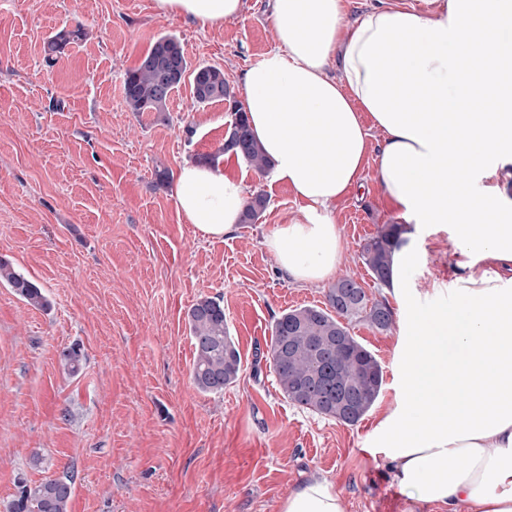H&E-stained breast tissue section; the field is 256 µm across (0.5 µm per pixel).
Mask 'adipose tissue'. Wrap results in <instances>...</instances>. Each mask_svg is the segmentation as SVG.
I'll list each match as a JSON object with an SVG mask.
<instances>
[{"label":"adipose tissue","instance_id":"adipose-tissue-1","mask_svg":"<svg viewBox=\"0 0 512 512\" xmlns=\"http://www.w3.org/2000/svg\"><path fill=\"white\" fill-rule=\"evenodd\" d=\"M156 4L204 25L242 8ZM272 16L277 47L245 72L242 107L272 180L302 206L265 244L293 281L332 277L343 249L333 208L360 184L370 128L383 132L380 183L405 225L392 274L404 390L375 450L419 510L512 512V214L485 207L512 176V0H381L353 21L345 0H273ZM478 183L483 194H472ZM175 198L197 232L221 238L236 231L247 189L220 165L187 162ZM423 224L452 226L467 270L426 297L410 276ZM281 512L342 507L312 477Z\"/></svg>","mask_w":512,"mask_h":512}]
</instances>
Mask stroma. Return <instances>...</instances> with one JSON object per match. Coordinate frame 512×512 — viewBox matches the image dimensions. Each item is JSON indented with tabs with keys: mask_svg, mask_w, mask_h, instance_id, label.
<instances>
[{
	"mask_svg": "<svg viewBox=\"0 0 512 512\" xmlns=\"http://www.w3.org/2000/svg\"><path fill=\"white\" fill-rule=\"evenodd\" d=\"M83 29L54 62L44 47ZM190 67L216 65L235 95L245 72L276 46L271 0H243L229 22L201 25L155 0H0V258L40 285L49 306L0 284V512L20 481L70 476L68 512H280L309 477L330 481L343 512H409L369 443L402 390L398 329L352 322L383 368L381 394L348 426L279 392L266 359L274 320L324 306L328 284L294 282L265 239L301 205L286 184L222 152L233 119L197 104L182 84L166 112H132L123 79L162 36ZM383 135L371 129L361 187L337 203L343 251L336 277L391 300L362 262L364 244L398 212L378 177ZM215 157L269 204L254 224L202 237L179 215L176 173ZM413 286L428 292L465 276L443 224L422 226ZM220 301L241 355L239 380L203 393L191 379L189 308ZM79 345L77 374L60 352Z\"/></svg>",
	"mask_w": 512,
	"mask_h": 512,
	"instance_id": "1",
	"label": "stroma"
}]
</instances>
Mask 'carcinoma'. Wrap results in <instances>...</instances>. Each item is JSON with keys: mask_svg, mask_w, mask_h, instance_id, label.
Returning a JSON list of instances; mask_svg holds the SVG:
<instances>
[{"mask_svg": "<svg viewBox=\"0 0 512 512\" xmlns=\"http://www.w3.org/2000/svg\"><path fill=\"white\" fill-rule=\"evenodd\" d=\"M81 32L62 30L47 43V54L60 53ZM166 46L176 53L182 74L192 76V94L199 104L228 103L234 113L223 150L232 152L259 171L268 162L254 139L241 104L224 79V72L204 65L190 69L180 41L173 36L158 38L138 66L124 77L123 94L131 112H164L178 80L169 88L160 87V77L169 59L159 52ZM268 206L260 190L251 194L242 214V223H257ZM403 225L384 224L363 246L361 258L372 277L382 286L390 285L396 251L402 246ZM0 283L13 288L29 305L48 307L42 289L17 272L9 261L0 259ZM328 307L301 306L274 320L268 359L280 392L294 404L311 409L346 425H355L372 409L383 385V371L376 356L350 333L348 323L359 320L380 333L393 325V312L384 301L368 304L364 288L353 278L343 277L327 292ZM187 322L195 347L192 367L194 386L204 393H218L235 383L241 372V355L224 319V306L212 298L198 300L187 312ZM61 362L70 372L81 363V351L72 346L61 353ZM68 476L46 479L37 485L20 486L10 512H67L72 496Z\"/></svg>", "mask_w": 512, "mask_h": 512, "instance_id": "cac0c4a2", "label": "carcinoma"}]
</instances>
